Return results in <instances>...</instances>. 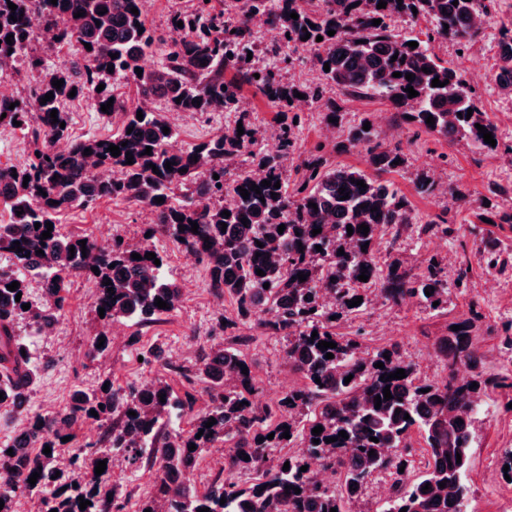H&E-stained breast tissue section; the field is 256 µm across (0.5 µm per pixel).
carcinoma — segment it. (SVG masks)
<instances>
[{
    "mask_svg": "<svg viewBox=\"0 0 512 512\" xmlns=\"http://www.w3.org/2000/svg\"><path fill=\"white\" fill-rule=\"evenodd\" d=\"M10 2L16 10L9 9ZM221 2L194 0L188 9L173 12L168 19L173 37L166 41L146 25V0H57L55 5L50 0H0V79L18 75L22 68L40 73L27 96L0 95V130L19 132L34 144L23 163L0 166V202L10 211L9 221L0 222V257L8 261L0 267V404L22 406L23 387L13 374L23 373L28 386L40 369L39 359L17 334V325L26 320L38 332L54 327L65 314L71 279L85 278L94 284V312L105 309L104 317L98 319L103 328L118 318L152 324L174 310L180 291L163 277L164 255L151 245L158 235L194 255L204 265L210 287L231 298L242 319L254 320L266 336L288 337L285 358L304 384L273 403H261L253 374L242 373L249 363L232 339L197 368L198 377L206 383L209 403L193 417L186 432L169 429L172 411L192 408L196 396L189 390L181 398L174 396L163 378L131 385L122 392L110 383L105 391L77 390L68 409L27 417L13 441L0 446V499L4 501L0 512H16L17 497L24 492L36 495V512H126L128 499L110 484L116 461L129 467L146 462L156 469L153 493L135 512H197L204 507L210 512H330L332 508L354 512L366 479L375 472H385L392 480L383 512H400L404 507L407 512H468L469 489L463 477L471 463L482 392L490 385L512 386L505 377L497 380L479 374L463 383L456 380L457 366L474 369L480 361L473 341L477 317L457 321L462 329L450 331L435 343L436 353L448 361V378L440 383L420 379L413 361L395 348L370 351L360 332H337L341 320L371 302V290L386 303L415 299L429 309H448L442 261L429 258L414 273L394 250L402 235L413 229L420 235L443 236L454 229L446 223L414 225L406 195L360 169L332 167L323 156L312 154L303 161L301 175L291 181L285 162L298 149L296 129L302 124L296 93L319 104L327 127H342L336 99L325 96L332 86L386 100L401 117H410L408 123L450 142L461 138L477 149L494 150L475 124L484 126L497 140L496 122L474 103L464 75L440 63L431 48L436 40L450 41L460 50L470 47L482 32L474 20L487 13V5L484 0H386V7L379 9V0H242L240 5L223 9ZM133 7L138 14L131 12ZM104 8L107 13L102 15ZM81 9L85 14L74 17ZM292 12L298 18H290ZM35 14L53 24L59 37L55 44L73 53L69 68L45 67L31 30ZM12 16L17 21L10 20ZM421 18L431 25L425 40L391 29L398 19L415 22ZM374 19L381 20L380 25H373ZM179 21L183 26H177ZM257 21L276 32L274 42L264 47L269 59L264 66L258 65L260 57L255 54ZM329 30L335 34L328 35ZM11 34L13 44L9 45L6 37ZM307 34L310 38L301 40ZM319 36L323 37L320 42L316 41ZM411 41L418 47H409ZM302 46L311 48L315 57L320 76L316 84L287 82L280 75V65L292 63L294 52ZM158 49L163 50L165 63L156 68L146 65V58ZM115 53L118 57L111 58ZM500 60V83L512 88V27L502 28ZM109 66L114 72L107 70ZM424 67L431 72L422 71ZM137 68L142 74L135 72ZM228 70L234 72L229 80L224 77ZM395 72L401 76H393ZM408 73L414 74V80L405 78ZM436 77L445 86H432ZM61 79L62 87H53L52 81ZM100 84L105 88L99 92ZM120 85L135 88L136 107L128 108L117 94ZM245 85L254 87L283 118L273 153L251 149L256 124L242 111ZM409 86L418 96L408 97L405 89ZM73 90L75 98L89 101L101 116L119 115L117 131L109 136L71 137L66 104ZM49 92L54 98L42 102ZM110 100L113 106L102 112L101 106ZM54 109L56 123L50 118ZM217 109L240 113L244 134L238 135L235 126L227 127L188 148L172 147L176 133L163 132L171 127L166 113ZM139 110L141 120L137 119ZM430 116L435 119L432 126L426 124ZM331 117L336 122H329ZM15 119L21 125H14ZM366 122L365 118L348 126L344 144L364 150L368 165L376 172H391L404 165L402 149L386 144L375 126L364 130ZM111 144L120 147V155H111ZM148 146L151 154L146 155ZM87 148L91 154L86 156ZM128 153L133 155L131 164L126 161ZM239 156L244 157V167L229 180L228 165ZM168 161L174 163L171 172L165 169ZM154 166L158 171L152 170ZM215 174L219 179L213 178ZM264 179L280 183V188L263 185ZM354 179L366 187L352 183ZM253 185L261 194L251 190ZM242 188L249 191L246 199L240 195ZM343 188L349 192L345 200L340 194ZM226 195L236 198L230 209L224 207ZM159 197L164 201L156 202ZM101 199L151 208L154 221L144 228L150 236L139 245H130L118 237L100 241L90 234L60 231L57 216L61 212L86 208ZM310 202L317 208L309 207ZM226 209L228 217L222 215ZM243 218L248 224H242ZM48 222L53 230L44 240ZM193 222L198 224L195 233ZM181 224L186 226L183 231ZM282 224L285 229L280 234ZM362 224L369 226L366 235L359 229ZM318 228L321 233L312 235ZM386 235L390 240L383 250ZM81 240L86 241L84 249ZM259 242L263 247L257 246ZM365 244L368 248L361 249ZM19 246L24 251H17ZM38 250L43 254H36ZM148 252L156 254L160 265L145 258ZM134 253L142 259L132 258ZM94 267L99 273L92 271ZM364 267L369 276L365 282L358 279ZM258 269L265 275H257ZM300 272L307 274L306 281H299ZM31 277L47 289L38 303L29 297ZM108 280L112 294L104 285ZM14 281L19 282L17 290H8ZM431 287L434 291L428 296L425 289ZM19 292L22 296L17 302ZM359 296L363 302L350 306ZM157 298L167 308L155 306ZM435 301L439 305H433ZM27 303L30 309L25 310L22 305ZM321 341L334 342L336 347L321 350ZM328 352L334 358H325ZM378 362L384 368L375 367ZM398 369L405 370V378L384 380ZM349 375L352 379L346 384L344 378ZM317 378L321 383L315 382ZM387 386L392 398L381 400L377 409L374 397L383 395ZM93 410L98 416L91 415ZM131 411L136 416L129 415ZM211 418L216 423L205 427ZM84 419L103 428L101 447L97 451L75 449L64 466L58 457L62 438H76L74 426ZM318 425L323 432L315 436L312 429ZM286 431L288 439L282 437ZM341 431L348 438L338 436ZM415 431L426 444L419 469L412 446ZM271 433L274 437L269 440ZM299 436L303 453L274 454V449L288 447ZM333 437L337 441L326 442ZM373 437L378 442L371 441ZM315 438L319 443L313 442ZM192 443L193 451L189 450ZM218 443L227 448L228 469L253 475L249 485L237 484L222 471L202 491L188 483L187 473L195 468L203 450ZM47 446L49 454L43 453ZM245 455L249 460L243 459ZM103 460L106 470L98 476L95 467ZM316 461L336 475L335 487L324 485L310 469L300 471ZM286 462L287 471L283 470ZM37 471V482L28 483ZM441 482L446 486L440 487ZM426 485L429 490L424 492ZM82 498L91 502L83 510L79 507ZM223 498L224 504L220 503Z\"/></svg>",
    "mask_w": 512,
    "mask_h": 512,
    "instance_id": "carcinoma-1",
    "label": "carcinoma"
}]
</instances>
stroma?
<instances>
[{
	"label": "stroma",
	"mask_w": 512,
	"mask_h": 512,
	"mask_svg": "<svg viewBox=\"0 0 512 512\" xmlns=\"http://www.w3.org/2000/svg\"><path fill=\"white\" fill-rule=\"evenodd\" d=\"M490 15L492 24L467 50L461 52L453 43L440 42L435 44L434 52L442 63L467 78L475 103L492 116L502 143L507 144L512 143V96L498 87L494 75L499 64L501 29L512 24V0H493ZM330 94L341 107L344 125L365 117L377 124L382 114H389L392 130L385 138L390 145L402 148L407 164L388 173V181L408 197L418 223L444 217L461 229L459 235L439 239L414 233L403 236L397 244L400 258L408 267L417 269L429 257L438 256L451 280L455 279L462 258H469L472 266L467 292L450 290L447 314L430 312L414 300L391 305L376 297L351 321L341 323V331L363 329L362 341L369 349L398 348L416 363L421 377L440 382L449 372L437 357L434 343L447 335L452 322L468 317L475 306L483 315L476 336L482 358L477 369L459 367L458 380H469L477 371L487 377L512 374V349L501 343L502 327L512 321V267L502 272L486 269L480 254L485 243L495 241L512 253V224L484 223L478 203L479 198L488 195L489 187L496 185L507 188L508 193L493 198V205L512 208V156L500 151L481 152L463 140L451 143L424 132L414 133L382 99L352 96L337 88L331 89ZM67 110L71 116L70 133L75 138L109 134L118 126L117 120L103 118L81 99L70 102ZM302 115L299 150L288 160V168H295L318 147L329 165L367 169L361 149L340 148L341 133H328L317 104H309ZM168 120L176 131L174 147L185 148L223 129L232 118L221 112L205 116L180 112L169 114ZM423 176L435 181L434 192H418L416 185ZM452 187L460 188L463 198L451 197L448 190ZM146 214V207L103 199L86 209L60 213L58 223L65 232H88L101 240L118 235L127 243L137 244L147 225ZM154 244L166 252L164 274L180 290L176 309L147 326L120 318L104 329L92 311V284L82 278L73 279L68 289L67 312L50 335L33 336L26 326L18 328L37 351L41 370L29 389L24 408L0 406V444L22 428L27 416L55 412L69 403L75 391L90 392L105 382L117 389L162 377L176 394L195 389L196 411L206 408L204 383L187 382L178 370L197 369L205 354L222 344V337L212 335L211 330L219 320L236 319V308L229 297L213 292L204 265L194 256L162 236ZM102 329L108 333L109 348L97 358H89L86 350ZM286 343L285 337L263 336L253 327L239 330L236 347L252 368L261 402L277 401L303 383L284 360ZM147 350L156 352L157 361L140 362L141 353ZM511 448L512 389L488 388L474 427L472 467L466 477L469 512H512V480H506L501 467L505 451Z\"/></svg>",
	"instance_id": "1"
}]
</instances>
